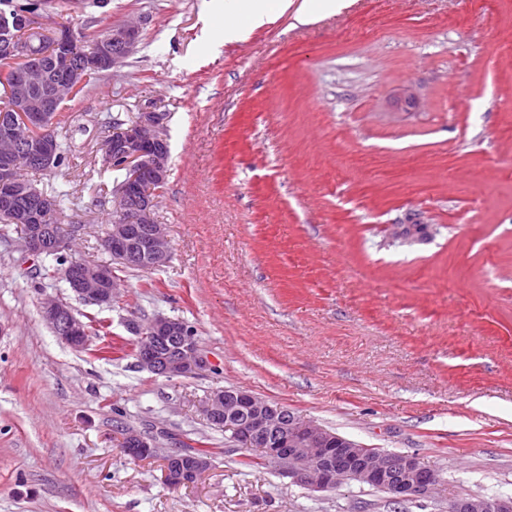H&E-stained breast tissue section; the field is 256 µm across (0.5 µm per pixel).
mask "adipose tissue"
I'll use <instances>...</instances> for the list:
<instances>
[{
  "label": "adipose tissue",
  "mask_w": 512,
  "mask_h": 512,
  "mask_svg": "<svg viewBox=\"0 0 512 512\" xmlns=\"http://www.w3.org/2000/svg\"><path fill=\"white\" fill-rule=\"evenodd\" d=\"M252 7L244 22L225 25L224 39L242 40L251 29L263 25L271 17L291 13L295 24L309 25L321 16L345 7L347 0H251Z\"/></svg>",
  "instance_id": "adipose-tissue-1"
}]
</instances>
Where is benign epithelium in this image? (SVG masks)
<instances>
[{"label":"benign epithelium","mask_w":512,"mask_h":512,"mask_svg":"<svg viewBox=\"0 0 512 512\" xmlns=\"http://www.w3.org/2000/svg\"><path fill=\"white\" fill-rule=\"evenodd\" d=\"M18 18L0 19V50L15 54L22 65L15 70L10 89L15 93L11 115H0V146L8 159L0 164V212L25 226L24 251L41 256L61 249V239L38 223L44 197L19 177L16 157L45 172L59 167L60 153L53 128L64 97H72L90 78L117 67L137 52L143 21L112 26L100 39L96 56L73 61L74 37L70 30L51 34L50 63L17 41ZM107 167L118 166L126 174L117 195V224L107 249L122 265L157 269L170 259L167 225L159 223L156 210L169 173L167 114L144 111L127 126H112V137L100 145ZM71 291L84 302L110 307L119 293L112 267L76 261L65 270ZM42 317L57 338L74 350L90 343L88 325L77 318L68 303L47 297ZM143 341L138 365L165 378L189 377L207 365L197 338L181 320L155 317L137 325ZM210 422L223 421L230 430L229 442L238 448H258L265 458L287 476L313 491L336 490L347 484L378 485L391 502L433 499L442 479L414 454L368 448L305 419L279 403L263 399L242 388H226L211 395L202 407ZM154 447L151 437L126 425L121 429L120 448L139 459L142 448ZM446 512H512L511 497H450Z\"/></svg>","instance_id":"7a95c632"}]
</instances>
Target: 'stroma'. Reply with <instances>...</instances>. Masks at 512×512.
Listing matches in <instances>:
<instances>
[{"instance_id":"35a3bbf8","label":"stroma","mask_w":512,"mask_h":512,"mask_svg":"<svg viewBox=\"0 0 512 512\" xmlns=\"http://www.w3.org/2000/svg\"><path fill=\"white\" fill-rule=\"evenodd\" d=\"M139 17L137 53L63 108L73 152L32 177L68 191L64 234L119 296L73 297L63 265L0 223V512H442L245 466L201 412L228 386L417 455L445 496H512V0H352L231 44L204 0H81L39 21L89 39ZM149 110L168 115L171 254L141 272L102 246L118 174L99 146L113 116ZM415 223L434 230L393 238ZM49 295L104 335L61 343ZM158 315L194 329L204 369L138 366L127 325ZM121 423L158 435L157 456H125ZM188 445L211 464L169 487L162 456Z\"/></svg>"}]
</instances>
